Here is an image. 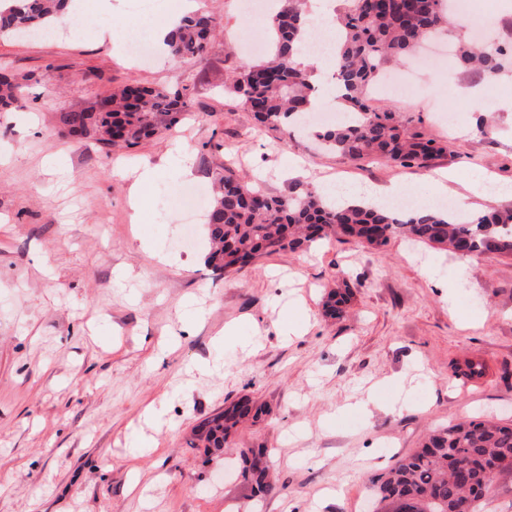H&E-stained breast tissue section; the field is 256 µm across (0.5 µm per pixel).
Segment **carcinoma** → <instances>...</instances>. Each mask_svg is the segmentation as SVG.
<instances>
[{"label": "carcinoma", "mask_w": 512, "mask_h": 512, "mask_svg": "<svg viewBox=\"0 0 512 512\" xmlns=\"http://www.w3.org/2000/svg\"><path fill=\"white\" fill-rule=\"evenodd\" d=\"M73 0H0V36L47 30L54 17L69 11ZM303 0H282L274 15L273 52L260 64L233 74L229 93L253 113L260 126L284 130L311 111L312 83L297 61L306 52L307 19ZM334 73L346 109L356 114L317 133L325 148L355 161L384 159L401 166L421 165L448 150V144L425 139L412 130V119L375 110L365 98L381 67L399 60L442 32L449 23L451 0H340ZM215 29L207 13L180 19L166 47L180 58L202 59ZM457 55L486 77L502 68L503 50L461 43ZM20 85L0 74V111L16 101ZM186 90L126 85L102 96L86 111L61 112L58 122L72 138L91 134L107 146L131 148L175 125L188 110ZM210 250L205 264L222 274L239 271L254 260L276 253H305L328 240L355 241L375 248L404 238L459 257H512V206H492L470 219L451 210L409 211L371 206L336 207L313 191L268 196L244 183L226 167L215 177V197L207 212ZM349 285L330 289L324 316L340 319L350 302ZM264 407L245 398L193 428L205 448H225L239 426L256 420ZM243 484L256 497L271 490L270 459L264 448H242ZM470 466L460 468V459ZM512 473V423L471 419L432 430L420 448L399 458L373 482L372 512H480L481 500L499 475Z\"/></svg>", "instance_id": "1"}]
</instances>
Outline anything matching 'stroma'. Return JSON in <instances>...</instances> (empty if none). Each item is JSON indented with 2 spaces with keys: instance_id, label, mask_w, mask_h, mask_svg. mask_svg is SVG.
Listing matches in <instances>:
<instances>
[{
  "instance_id": "obj_1",
  "label": "stroma",
  "mask_w": 512,
  "mask_h": 512,
  "mask_svg": "<svg viewBox=\"0 0 512 512\" xmlns=\"http://www.w3.org/2000/svg\"><path fill=\"white\" fill-rule=\"evenodd\" d=\"M81 2L77 21L61 17L49 34L0 37V72L20 84L0 112V512H363L371 482L429 428L512 420V257L331 240L222 275L204 264L203 221L191 249L170 246L184 225L179 192L210 199L227 164L270 195L317 181L398 184L418 207L433 204L435 173L460 194L476 171L512 183V0H474L506 51L499 94L450 60L421 71L413 96L371 99L448 142L412 168L258 126L224 91L255 62L231 49L233 36L247 24L268 39V18L247 21L239 0H196L217 25L204 59L159 50L139 65L120 42L149 21L134 0ZM126 83L187 88L190 108L128 149L59 133L58 113ZM477 85L476 105L465 90ZM482 114L495 135L478 132ZM145 166L156 175L130 198ZM462 263L467 282L449 294ZM341 278L353 295L334 320L322 296ZM292 314L308 328L288 339ZM469 359L480 376L464 375ZM244 396L267 415L229 451L191 447L199 420ZM241 448L271 452L274 488L256 502Z\"/></svg>"
}]
</instances>
